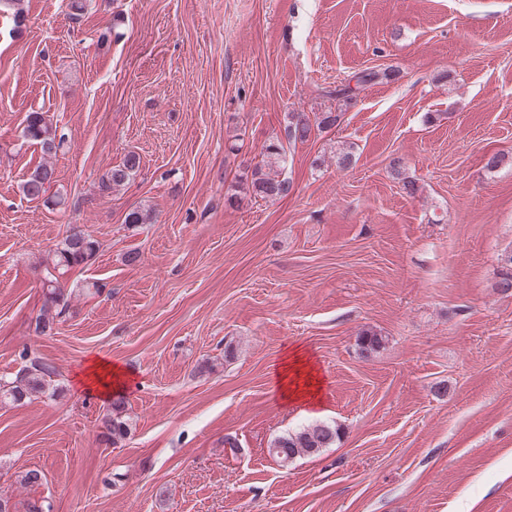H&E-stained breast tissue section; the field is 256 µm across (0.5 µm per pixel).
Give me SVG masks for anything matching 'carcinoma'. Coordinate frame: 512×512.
Masks as SVG:
<instances>
[{
	"label": "carcinoma",
	"instance_id": "carcinoma-1",
	"mask_svg": "<svg viewBox=\"0 0 512 512\" xmlns=\"http://www.w3.org/2000/svg\"><path fill=\"white\" fill-rule=\"evenodd\" d=\"M378 78L374 70L365 69L326 92L350 104L357 100L360 92ZM340 112H319L312 116L304 112H290L287 115L285 136L288 142L304 143L313 133L330 129L339 124ZM25 138L40 146L45 155L57 153L63 139L57 136V129L46 121L44 113L33 111L26 117L24 128ZM140 156L134 152L125 155L122 162L109 171L101 181L100 189L108 191L125 184L140 168ZM286 165V153L278 141L266 144L261 152V161L251 170V179L245 183L244 189L253 193L254 197L263 200H275L288 195L291 182L282 176ZM55 179V169L44 163L39 165L21 184L25 197L31 200L42 198ZM98 242L81 232L67 235L56 248L51 251V260L45 265L43 287L45 288V304L43 312L36 317V330L44 332L50 328L55 318L61 315L68 306L67 297L58 285L57 272L68 271L87 264L96 254ZM55 371L51 366L39 360L30 361L9 388L0 391V397L13 402H20L33 393H41L46 389L47 379ZM125 400L119 396L113 399L107 413L102 418L106 432L114 439H121L128 434V425L123 420ZM340 428L329 424H315L299 431L288 433L274 440L269 452L276 459L288 463L298 457L311 455L330 447L339 439Z\"/></svg>",
	"mask_w": 512,
	"mask_h": 512
}]
</instances>
